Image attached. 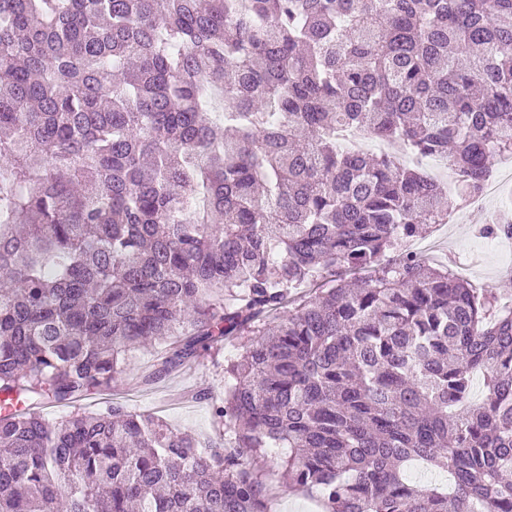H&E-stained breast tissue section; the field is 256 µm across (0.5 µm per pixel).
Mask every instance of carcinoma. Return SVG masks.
Wrapping results in <instances>:
<instances>
[{"label":"carcinoma","mask_w":512,"mask_h":512,"mask_svg":"<svg viewBox=\"0 0 512 512\" xmlns=\"http://www.w3.org/2000/svg\"><path fill=\"white\" fill-rule=\"evenodd\" d=\"M341 128L480 193L512 0H0V512H268L242 448L324 512H512V307L409 249L445 187ZM240 336L218 440L38 411ZM407 477L415 483L426 485L448 486V473L438 470L426 468L421 464H413L406 470Z\"/></svg>","instance_id":"carcinoma-1"}]
</instances>
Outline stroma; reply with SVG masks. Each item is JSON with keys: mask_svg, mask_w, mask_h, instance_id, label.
<instances>
[{"mask_svg": "<svg viewBox=\"0 0 512 512\" xmlns=\"http://www.w3.org/2000/svg\"><path fill=\"white\" fill-rule=\"evenodd\" d=\"M493 172L497 182L495 192L460 201L449 214L447 223L432 225L425 236L414 240L411 248L433 265L458 263L459 276L475 287L494 289L511 305L512 240L494 246L479 232L480 227L490 223L501 210H512V168L498 163ZM153 358L154 352L150 349L129 353L127 375L114 393L88 396L80 401L81 410L98 411L116 399L129 410L154 414L173 428L201 437L215 436L209 401L224 396L223 371L204 359L152 387L134 386V376L146 369ZM205 391L210 392V399H202ZM243 458L262 471L271 487L269 512H320L317 498L288 485L273 456L260 458L247 451Z\"/></svg>", "mask_w": 512, "mask_h": 512, "instance_id": "obj_1", "label": "stroma"}]
</instances>
